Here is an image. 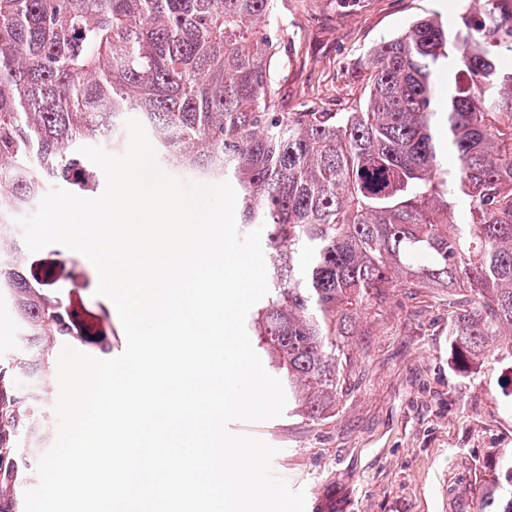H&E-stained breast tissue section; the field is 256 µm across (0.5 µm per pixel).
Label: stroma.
Listing matches in <instances>:
<instances>
[{"instance_id":"1","label":"stroma","mask_w":512,"mask_h":512,"mask_svg":"<svg viewBox=\"0 0 512 512\" xmlns=\"http://www.w3.org/2000/svg\"><path fill=\"white\" fill-rule=\"evenodd\" d=\"M467 0H284L276 89L284 111L346 112L366 90L365 53L412 20L456 22ZM56 291L98 310L96 270L52 244L30 254ZM335 410L311 421L284 410L229 430L275 447L274 473L304 489L306 512H456L464 490L512 456V358L459 368L448 343V295L400 289L358 322Z\"/></svg>"}]
</instances>
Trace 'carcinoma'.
I'll use <instances>...</instances> for the list:
<instances>
[{
    "label": "carcinoma",
    "instance_id": "obj_1",
    "mask_svg": "<svg viewBox=\"0 0 512 512\" xmlns=\"http://www.w3.org/2000/svg\"><path fill=\"white\" fill-rule=\"evenodd\" d=\"M279 0H0V512H20L50 435L64 343L112 350L35 282L13 228L53 184L90 187L78 152L139 119L167 166L226 180L240 223L266 229L268 293L249 330L296 415L336 405L357 319L398 288L457 305L456 357L512 356V0H470L450 27L421 17L364 56L348 112H283L273 65ZM470 512H512V463ZM14 336V321L11 310L6 304L0 306V351L13 352L16 348Z\"/></svg>",
    "mask_w": 512,
    "mask_h": 512
}]
</instances>
